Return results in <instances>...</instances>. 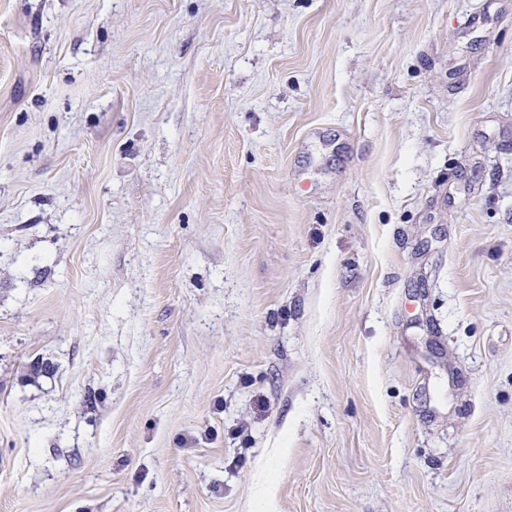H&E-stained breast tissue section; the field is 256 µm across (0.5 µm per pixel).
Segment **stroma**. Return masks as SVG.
I'll return each instance as SVG.
<instances>
[{"label":"stroma","mask_w":512,"mask_h":512,"mask_svg":"<svg viewBox=\"0 0 512 512\" xmlns=\"http://www.w3.org/2000/svg\"><path fill=\"white\" fill-rule=\"evenodd\" d=\"M0 512H512V0H0Z\"/></svg>","instance_id":"1"}]
</instances>
